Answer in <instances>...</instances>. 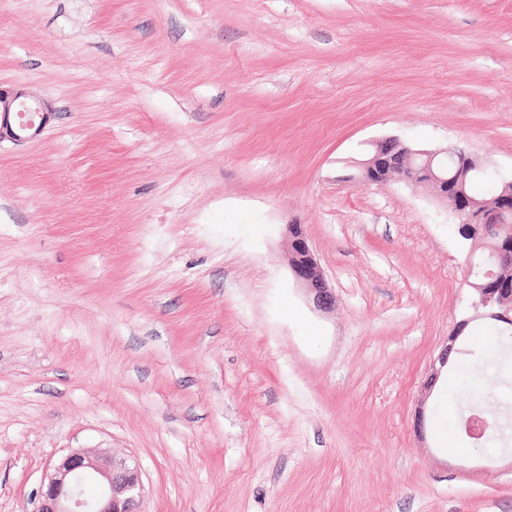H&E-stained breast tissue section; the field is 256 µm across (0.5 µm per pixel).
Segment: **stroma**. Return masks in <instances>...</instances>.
I'll return each mask as SVG.
<instances>
[{
  "label": "stroma",
  "instance_id": "stroma-1",
  "mask_svg": "<svg viewBox=\"0 0 512 512\" xmlns=\"http://www.w3.org/2000/svg\"><path fill=\"white\" fill-rule=\"evenodd\" d=\"M0 88L51 106L0 140V512L90 448L144 512H512L472 340L421 394L471 245L356 179L389 137L512 173V0H0ZM287 230L291 237L289 265L294 278L312 292L316 307L330 308L335 303V297L325 282L301 225H287ZM492 423L481 412H473L465 418L463 430L466 436L476 443H481L487 436Z\"/></svg>",
  "mask_w": 512,
  "mask_h": 512
}]
</instances>
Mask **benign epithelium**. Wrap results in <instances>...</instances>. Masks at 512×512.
<instances>
[{
  "label": "benign epithelium",
  "mask_w": 512,
  "mask_h": 512,
  "mask_svg": "<svg viewBox=\"0 0 512 512\" xmlns=\"http://www.w3.org/2000/svg\"><path fill=\"white\" fill-rule=\"evenodd\" d=\"M28 108L37 119L12 126L9 120L13 112ZM50 111L49 103L25 91L6 93L0 91V126L14 141H24L40 134ZM457 162L460 177L481 169L469 153L455 148L438 151L414 149L398 139H385L373 144L371 157L362 163L359 180L366 184H380L389 179L407 185H427L435 197L448 202L455 216L461 218L460 229L466 237L485 234L488 224L512 223V178L499 177V205L491 212L472 208V200L460 188L448 193V171L443 162ZM291 237L289 265L296 281L309 289L313 302L320 309H328L335 297L328 288L317 260L310 249L299 224L287 225ZM497 272L489 269L480 282H472L476 297L474 316L489 320L512 322V287L495 288L492 281ZM470 319L460 320L448 342L439 353L436 362L443 367L455 350V343L468 326ZM492 423L476 411L465 418L463 430L466 436L480 443ZM143 483L136 461L115 459L104 455H92L85 451H72L57 460L47 474L39 493L36 512H142Z\"/></svg>",
  "instance_id": "obj_1"
}]
</instances>
